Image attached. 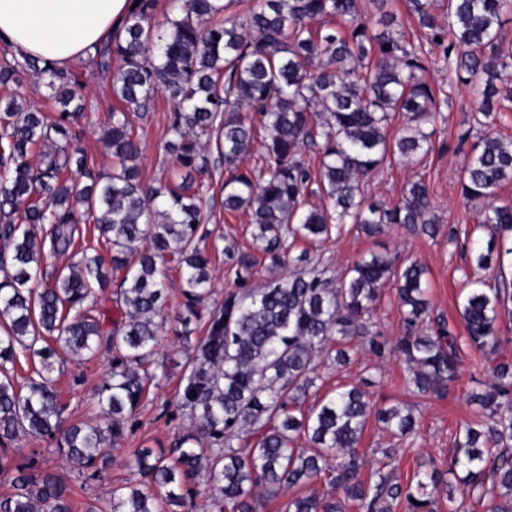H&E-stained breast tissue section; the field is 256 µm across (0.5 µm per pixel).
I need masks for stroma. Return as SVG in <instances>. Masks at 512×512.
<instances>
[{"label": "stroma", "mask_w": 512, "mask_h": 512, "mask_svg": "<svg viewBox=\"0 0 512 512\" xmlns=\"http://www.w3.org/2000/svg\"><path fill=\"white\" fill-rule=\"evenodd\" d=\"M85 82L88 104L84 117L76 121L74 128L88 152L90 165L106 172L112 167V157L100 140V127L121 103L112 95L109 78L89 74ZM172 108L170 99L157 95L144 119L137 123L138 133L146 146L140 168L145 181L150 183H159L177 167L174 157L162 148L167 116ZM441 111L446 121L436 124L433 150L422 163L404 165L391 159L364 182L369 201L391 207L400 203L409 182L425 181L438 219L435 235L393 224L376 237L351 230L324 243L308 245L307 250L313 264L335 279L354 261L372 252L395 257L400 264L421 263L428 270L427 296L434 314L443 317L460 333L464 330L460 316L464 297L478 283L494 285L496 270L477 267L467 261L458 247L448 243V230L452 227L463 240L486 236L477 226V208L464 206L460 196L466 158L472 146L464 135L476 129L477 98L465 87L450 91L448 103ZM223 178V167L216 165L212 166L210 174L193 177L194 184L209 186L205 194L212 213L208 223L211 232L208 243L217 249L211 264L213 287L207 299L211 306L220 302L227 290L237 286L234 271L224 258V247L235 245L246 249L251 244L248 214L224 209V196L220 192ZM189 353V348L175 343L172 333L161 336L155 360L165 364L167 375L159 379L157 386L151 387L147 400L135 412V426L126 431L124 439L113 448L111 461L103 466L97 478L86 479L75 465L66 463L53 440L26 439L25 444L33 451L38 467L50 469L68 486L74 512H106L113 489L136 484L140 479L131 466L137 448L147 445L167 450L188 433L190 420L181 407L179 384L182 366ZM461 356L463 363L459 378L441 397L411 395L405 389L399 361L380 362L362 349L352 353L350 364L342 371L318 366L309 395L320 398L338 386L357 384L368 375L381 374L380 383L369 389L373 401L382 406L410 405L419 420V433L416 437L401 439L385 431L377 422H369L359 445L364 458L363 471L370 474L382 468L383 451L392 448L400 460L397 471L400 482L413 481L424 470H447L457 425L477 416L478 407L469 402L468 396L479 388L473 365L481 356L466 345L461 348ZM110 363L111 357L106 353L88 361L63 363L57 385L70 421L94 420L97 407L93 395Z\"/></svg>", "instance_id": "stroma-1"}]
</instances>
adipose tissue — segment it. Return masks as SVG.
Listing matches in <instances>:
<instances>
[{"mask_svg": "<svg viewBox=\"0 0 512 512\" xmlns=\"http://www.w3.org/2000/svg\"><path fill=\"white\" fill-rule=\"evenodd\" d=\"M129 8L130 0H0V39L64 68L116 35Z\"/></svg>", "mask_w": 512, "mask_h": 512, "instance_id": "ef3b65f1", "label": "adipose tissue"}]
</instances>
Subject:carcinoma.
I'll return each mask as SVG.
<instances>
[{
    "instance_id": "cac0c4a2",
    "label": "carcinoma",
    "mask_w": 512,
    "mask_h": 512,
    "mask_svg": "<svg viewBox=\"0 0 512 512\" xmlns=\"http://www.w3.org/2000/svg\"><path fill=\"white\" fill-rule=\"evenodd\" d=\"M234 0H170L171 12L154 22L155 0H132L123 33L107 39L82 61L85 69L112 74V111L102 141L112 170L96 172L72 124L84 116L86 87L71 68L23 56L0 64V474L12 473L0 512H73L66 485L33 465L10 466L27 449L21 437L55 441L65 460L99 473L125 436L132 415L157 374L149 371L167 323L166 270L179 272L181 312L171 328L189 342L194 323L206 334L193 346L180 378L182 407L191 431L169 452L142 447L132 467L142 480L112 492L110 512H184L198 496L207 512H255L259 496L326 479L327 496L295 494L285 512H435L440 496L460 512L487 498L488 512H512V359L483 367V389L470 396L480 419L456 430L448 473L425 471L402 484L394 469L363 476L358 451L370 416L401 436L416 433L410 410L378 408L357 386L324 396L303 409L315 352L343 367L346 345L358 340L374 358H404L407 390L442 396L456 382L462 358L458 336L430 313L426 270L395 266L372 254L332 280L315 267L291 274L285 265L310 261L291 256L297 242L328 240L350 224L373 236L388 224L434 234L427 185L408 184L401 204L369 203L363 182L391 157L421 162L433 149L436 88L425 79L431 45L448 71V88L465 85L478 99L481 126L465 167L462 195L479 206L486 243L470 259L497 266L492 288H474L460 315L470 349L483 355L512 331V203H497L512 181V140L496 132V113L512 110V41L504 33L512 0H409L424 30L407 37L398 17L383 10L377 31L359 17L356 0H255L248 17L227 14ZM120 64L113 66V61ZM33 71L59 98L50 117L23 91ZM173 103L164 148L181 179L160 186L141 180L145 145L136 130L155 95ZM403 125L390 132L396 115ZM59 136L65 144L47 149ZM265 167L247 161L257 142ZM44 148L40 162L29 155ZM320 154L311 168L305 148ZM224 165V211L244 209L253 248L268 260L269 279L258 289L229 290L207 307L210 259L201 247L210 231L203 193L192 173L209 171L205 151ZM319 194L321 207L308 205ZM97 233V247L75 249L78 225ZM50 280L43 267L64 256ZM235 274L246 281L256 267L251 253L224 249ZM125 270L116 297L106 295L109 270ZM393 281L404 309V331L391 341L376 329L372 310L379 287ZM115 300L121 322L108 317ZM105 351L112 367L95 393L94 422L70 424L54 372L64 358L88 361ZM33 362L25 384L16 366ZM304 436L305 448L294 441Z\"/></svg>"
}]
</instances>
